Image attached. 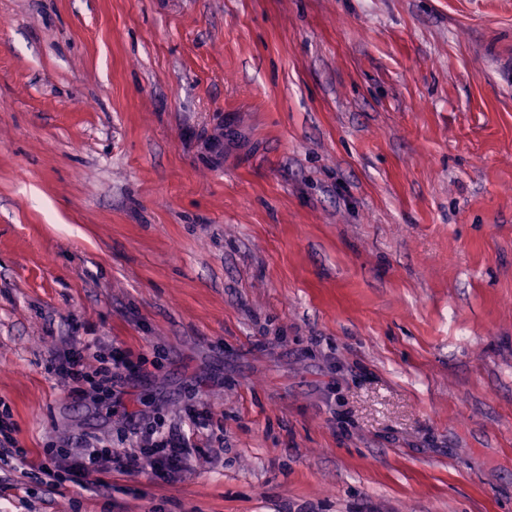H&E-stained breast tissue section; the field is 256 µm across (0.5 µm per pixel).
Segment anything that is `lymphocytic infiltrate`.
Listing matches in <instances>:
<instances>
[{"instance_id":"f902f5d3","label":"lymphocytic infiltrate","mask_w":512,"mask_h":512,"mask_svg":"<svg viewBox=\"0 0 512 512\" xmlns=\"http://www.w3.org/2000/svg\"><path fill=\"white\" fill-rule=\"evenodd\" d=\"M130 430L137 443L133 451L118 453L102 446L97 438L84 437L80 440V456H53L35 462L25 449L19 448L12 435L13 425L5 418L0 420V460L12 459L44 476L50 488L66 481L82 485L90 478L102 485L115 471L127 474L148 470L160 478H172L187 471L191 455L189 436L160 422H136Z\"/></svg>"}]
</instances>
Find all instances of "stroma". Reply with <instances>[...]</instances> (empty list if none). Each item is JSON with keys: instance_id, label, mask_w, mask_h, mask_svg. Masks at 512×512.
<instances>
[{"instance_id": "obj_1", "label": "stroma", "mask_w": 512, "mask_h": 512, "mask_svg": "<svg viewBox=\"0 0 512 512\" xmlns=\"http://www.w3.org/2000/svg\"><path fill=\"white\" fill-rule=\"evenodd\" d=\"M510 61L512 0H0V412L197 447L0 512H512ZM78 353L74 351L68 353L56 366V374L62 380H75V379H86L96 382V385L102 387L103 385H109L112 387V380L115 377L112 368H100L92 373L85 372L83 364L79 362ZM95 378H98L95 380Z\"/></svg>"}]
</instances>
